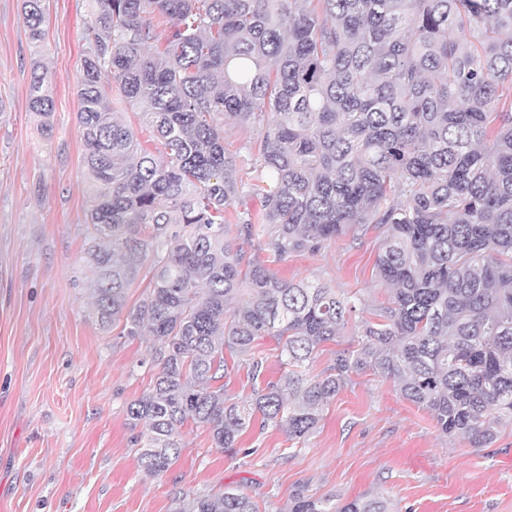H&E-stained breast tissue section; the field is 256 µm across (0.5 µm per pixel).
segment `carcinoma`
Instances as JSON below:
<instances>
[{
	"label": "carcinoma",
	"instance_id": "carcinoma-1",
	"mask_svg": "<svg viewBox=\"0 0 512 512\" xmlns=\"http://www.w3.org/2000/svg\"><path fill=\"white\" fill-rule=\"evenodd\" d=\"M23 9L38 50L45 0ZM87 31L84 254L99 325L152 340L159 372L126 408L144 472L169 470L189 420L226 452L256 419L304 439L366 369L445 436L479 447L512 424V0H91ZM112 89L161 149L117 116ZM28 106L50 129L53 80L37 66ZM227 126L258 132L252 180L237 164L252 146L229 152ZM371 227L392 291L371 318L361 298L271 268ZM353 320L357 346L309 375ZM263 336L288 366L264 383ZM226 350L248 356L247 404L220 384ZM176 512L256 507L231 489ZM288 512L391 503L299 490Z\"/></svg>",
	"mask_w": 512,
	"mask_h": 512
}]
</instances>
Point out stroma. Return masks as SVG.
Segmentation results:
<instances>
[{
    "mask_svg": "<svg viewBox=\"0 0 512 512\" xmlns=\"http://www.w3.org/2000/svg\"><path fill=\"white\" fill-rule=\"evenodd\" d=\"M90 4L46 0L37 49L22 0H0V512H174L228 488L258 512H285L298 489L337 503L381 496L393 512H512V425L482 447L443 436L371 371L352 375L308 438L255 426L230 455L188 423L168 472L144 473L126 405L153 383L150 342L100 327L84 268L89 191L76 85ZM37 63L55 78L48 132L28 109ZM382 238L378 228L347 235L276 270L374 308L389 298L376 272Z\"/></svg>",
    "mask_w": 512,
    "mask_h": 512,
    "instance_id": "obj_1",
    "label": "stroma"
}]
</instances>
